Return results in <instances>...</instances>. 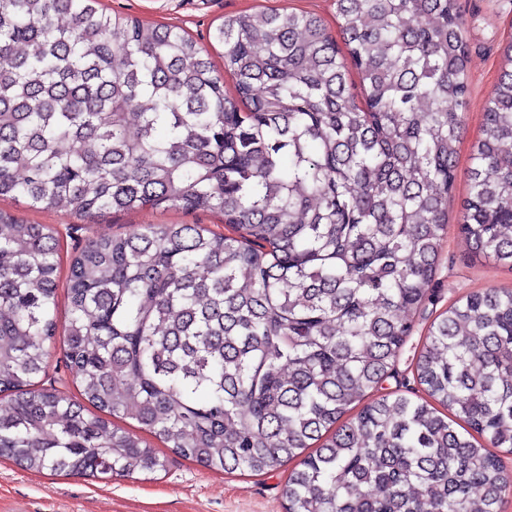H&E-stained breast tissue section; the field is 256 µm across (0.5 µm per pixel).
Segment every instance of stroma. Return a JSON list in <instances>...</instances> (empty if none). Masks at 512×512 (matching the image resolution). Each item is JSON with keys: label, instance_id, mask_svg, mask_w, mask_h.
<instances>
[{"label": "stroma", "instance_id": "1", "mask_svg": "<svg viewBox=\"0 0 512 512\" xmlns=\"http://www.w3.org/2000/svg\"><path fill=\"white\" fill-rule=\"evenodd\" d=\"M461 22L469 48V95L463 112L464 130L457 145V169L448 196V234L430 295L414 316V330L401 351L397 375L389 388L413 393L421 387L414 364L430 323L448 306L489 287L512 288V269L475 260L457 226L468 195L467 171L473 144L481 135L485 103L497 82L501 47L512 39V0H459ZM104 12L183 29L199 45L210 47V36L224 18L262 8L305 11L319 15L330 33H337L335 0H99ZM0 211L31 224L56 227L60 259L69 261L88 239L124 234L141 224H202L220 232V217L203 211L147 209L103 212L83 220L63 210H34L25 200L0 199ZM289 467L254 475L226 474L195 462L169 456L166 471L152 479L93 478L30 471L0 457V512H286Z\"/></svg>", "mask_w": 512, "mask_h": 512}]
</instances>
